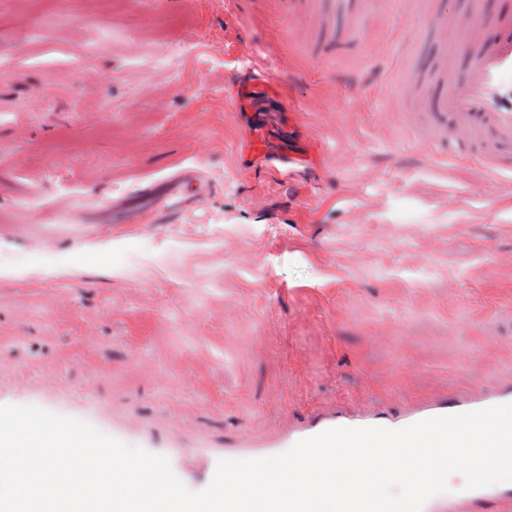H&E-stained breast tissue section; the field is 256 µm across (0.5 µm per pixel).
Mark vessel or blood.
I'll return each instance as SVG.
<instances>
[{"label": "vessel or blood", "mask_w": 512, "mask_h": 512, "mask_svg": "<svg viewBox=\"0 0 512 512\" xmlns=\"http://www.w3.org/2000/svg\"><path fill=\"white\" fill-rule=\"evenodd\" d=\"M416 20L424 33L447 42L449 29L465 32L452 58L421 56L416 70L432 72L433 96L418 100L419 110L433 123L423 132L426 144L447 147L449 154L472 161L493 174H512V14L473 12L449 15L444 0H428ZM493 29L485 37V29ZM447 124H440V117ZM512 403V380L498 384L475 398H450L423 411V418L468 412ZM402 428L401 420L336 416L317 425V432L334 428H361L371 424ZM512 503V483L488 488L453 491L429 498L423 512H492L495 505Z\"/></svg>", "instance_id": "obj_1"}]
</instances>
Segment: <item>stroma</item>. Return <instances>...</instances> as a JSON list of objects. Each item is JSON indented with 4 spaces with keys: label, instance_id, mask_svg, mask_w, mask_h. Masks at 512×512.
Wrapping results in <instances>:
<instances>
[{
    "label": "stroma",
    "instance_id": "stroma-1",
    "mask_svg": "<svg viewBox=\"0 0 512 512\" xmlns=\"http://www.w3.org/2000/svg\"><path fill=\"white\" fill-rule=\"evenodd\" d=\"M338 4L293 34L275 0H0L15 404L135 424L197 491L225 449L512 378V178L425 146L406 0H357L358 44Z\"/></svg>",
    "mask_w": 512,
    "mask_h": 512
}]
</instances>
